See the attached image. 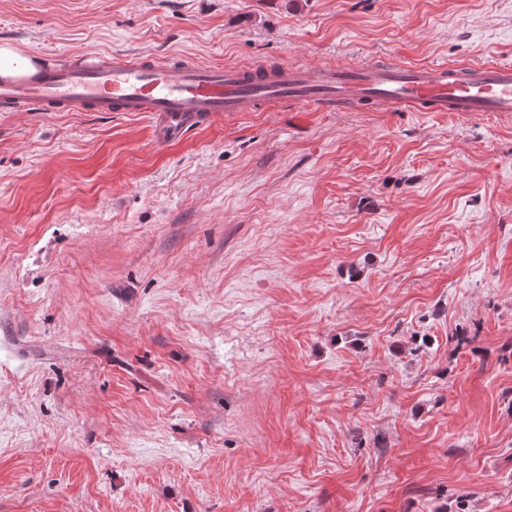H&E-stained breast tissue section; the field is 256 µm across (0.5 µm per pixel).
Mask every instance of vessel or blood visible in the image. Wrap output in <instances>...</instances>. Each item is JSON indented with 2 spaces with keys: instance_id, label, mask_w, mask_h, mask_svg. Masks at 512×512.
<instances>
[{
  "instance_id": "vessel-or-blood-1",
  "label": "vessel or blood",
  "mask_w": 512,
  "mask_h": 512,
  "mask_svg": "<svg viewBox=\"0 0 512 512\" xmlns=\"http://www.w3.org/2000/svg\"><path fill=\"white\" fill-rule=\"evenodd\" d=\"M325 111L347 106H407L418 112H512V64L365 61L350 66H275L246 70L153 56L115 54L67 67L41 66L0 77V106L40 112H150L165 135L203 125L219 112H256L273 103Z\"/></svg>"
}]
</instances>
